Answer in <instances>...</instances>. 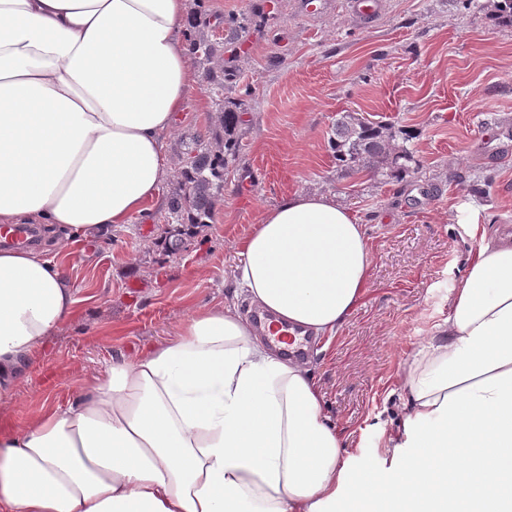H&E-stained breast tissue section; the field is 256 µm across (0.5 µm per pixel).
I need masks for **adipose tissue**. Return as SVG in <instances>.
Masks as SVG:
<instances>
[{"label":"adipose tissue","mask_w":512,"mask_h":512,"mask_svg":"<svg viewBox=\"0 0 512 512\" xmlns=\"http://www.w3.org/2000/svg\"><path fill=\"white\" fill-rule=\"evenodd\" d=\"M186 0H0V223L66 249L159 196L188 93ZM479 245L403 372L385 462L356 466L305 362L234 303L0 429V512H512V243ZM258 308L335 336L373 256L334 196L291 194L240 244ZM76 302L59 253L0 248V402Z\"/></svg>","instance_id":"1"}]
</instances>
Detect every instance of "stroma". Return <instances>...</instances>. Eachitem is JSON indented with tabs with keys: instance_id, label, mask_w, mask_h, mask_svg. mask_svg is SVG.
I'll list each match as a JSON object with an SVG mask.
<instances>
[{
	"instance_id": "stroma-1",
	"label": "stroma",
	"mask_w": 512,
	"mask_h": 512,
	"mask_svg": "<svg viewBox=\"0 0 512 512\" xmlns=\"http://www.w3.org/2000/svg\"><path fill=\"white\" fill-rule=\"evenodd\" d=\"M495 0H383L364 24L348 0H187L189 17L223 41L214 59L224 96L245 99L246 138L226 175L214 221L172 257L157 245L173 178L159 200L110 234L71 244L72 315L38 365L0 403V421L33 425L48 406L89 392L112 360L173 338L197 308L235 293L239 242L295 192L335 195L366 229L373 267L360 306L307 366L325 412L356 459L381 457L403 414V368L448 316L475 222L512 232V27ZM193 83L167 139L178 168L190 137L215 115L192 60ZM410 132L418 172L380 183L345 173L329 147L339 113Z\"/></svg>"
}]
</instances>
